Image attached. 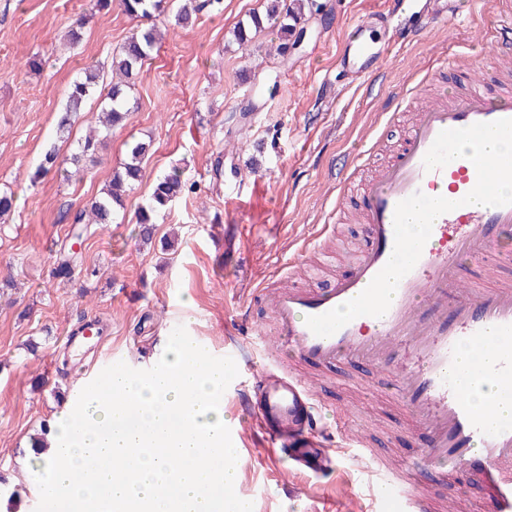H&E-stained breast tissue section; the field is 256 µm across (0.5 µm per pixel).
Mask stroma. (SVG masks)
Instances as JSON below:
<instances>
[{"label":"stroma","instance_id":"35a3bbf8","mask_svg":"<svg viewBox=\"0 0 512 512\" xmlns=\"http://www.w3.org/2000/svg\"><path fill=\"white\" fill-rule=\"evenodd\" d=\"M317 2L321 11L307 13L300 36L285 46L270 21L247 45L234 39L238 23L265 14L266 0H223L221 12L203 10L186 29L172 14L160 17L165 36L128 92L135 109L124 125L79 161L72 180L52 172L34 184L44 148L56 145L70 159L97 119L96 97L70 136H59L68 85L85 68L109 70L135 23L120 5L100 10L94 0H0V192L15 197L14 210L0 219V281L12 282L0 293V512H35L27 442L105 367H153L179 325L210 354H223L225 344L241 339L242 315L261 326L269 321L255 286H333V272L354 260L352 243L362 230L334 213L336 173L358 154L372 165L388 160L425 95L465 88L466 81L453 72L431 75L403 104L396 92L430 60L451 53L471 57L484 75L512 57L511 45L496 48L485 39L496 21L489 0H454L453 25L426 27L380 72L356 74L341 66L348 35L369 14L386 11L389 0ZM78 19L82 38L72 46L67 34ZM32 54L42 67L24 71ZM376 125L383 152L369 148ZM134 140L149 142L151 153L125 211L105 228L89 227L72 277L55 278V263L72 243L67 215L99 193ZM175 166L193 189L159 214L152 242L142 243L138 209ZM312 237L324 249L320 259L294 262ZM88 326L95 336L82 349L69 347V333ZM321 374L327 393L320 416L328 426L348 404L379 452L401 458L426 447V429L390 374L354 363ZM237 452L247 462L235 492L254 512L380 510L363 466L345 462L327 475L292 470L280 477L258 430ZM347 480L355 485L350 511L339 501ZM420 490L436 506L455 498L458 512H480L484 497L457 469L444 480L425 479Z\"/></svg>","mask_w":512,"mask_h":512}]
</instances>
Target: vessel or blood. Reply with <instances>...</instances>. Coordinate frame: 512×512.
<instances>
[{"mask_svg":"<svg viewBox=\"0 0 512 512\" xmlns=\"http://www.w3.org/2000/svg\"><path fill=\"white\" fill-rule=\"evenodd\" d=\"M372 25L369 19L354 25L344 66L373 70L387 61L392 49L372 38ZM499 119H512V77L507 75L422 107L396 158L375 171L358 198L364 232L350 270L324 290L279 287L266 293L276 338L266 348V362L256 361L248 341L224 351L239 370L250 371L254 392L244 400L251 423L234 424L233 440L246 442L253 427H260L273 447L286 451L288 462L325 471L329 455L314 452L322 396L309 380L289 370L280 351L289 349L317 367L364 363L395 374L403 403L430 436L428 447L395 470L366 448L353 428H337L343 447L355 449L358 461L374 474L381 512H428L421 482L447 476L452 466L481 484L491 512H512V415L489 425L488 412L471 405L458 379L461 345L483 349L490 360L469 368L470 380L494 385L500 400L512 402V281L480 287L456 276L466 259L483 262L495 255L500 264L512 263V247L506 244L512 237V205L463 204L477 182L468 159L440 169L424 166L441 131ZM417 192L445 197L456 207L435 220L420 259L399 282L388 311L357 317L328 337L314 335L307 317L359 295L388 262L396 206Z\"/></svg>","mask_w":512,"mask_h":512,"instance_id":"vessel-or-blood-1","label":"vessel or blood"}]
</instances>
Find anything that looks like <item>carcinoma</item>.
Returning <instances> with one entry per match:
<instances>
[{"label": "carcinoma", "mask_w": 512, "mask_h": 512, "mask_svg": "<svg viewBox=\"0 0 512 512\" xmlns=\"http://www.w3.org/2000/svg\"><path fill=\"white\" fill-rule=\"evenodd\" d=\"M182 5L177 10L175 24L186 27L193 23V16L205 7L220 8L221 0H205L198 3L196 0H181ZM266 20L278 19L280 37L289 40L296 32V26L305 16V10L312 7L311 0H268ZM124 13L132 20H143L154 17L169 9L168 0H121ZM263 24L261 17L254 15L250 22L238 24L233 35L241 46L251 40V29H259ZM160 35L157 26L137 27L134 32L112 55V73L123 78V82L114 83L107 92L108 102L101 107V128L85 137L79 148L81 154L94 153L101 144V139L112 133V129L120 125L129 114L128 101L124 88L138 76L143 65L150 57L152 51L159 43ZM100 73L95 68H87L83 77L70 84L66 104L58 121V131L62 134L69 131L77 114L84 111L87 99L97 90ZM149 152V145L137 142L130 146L128 159L116 169L112 178L101 189L100 193L84 208L78 210L73 218L72 225L80 230H87L90 224H110L115 216L124 209L127 192L138 183L142 176L143 161ZM52 171L64 173L58 161L55 146L46 148L42 159L32 180L49 174ZM186 181L179 172L175 171L158 178L153 186L149 202L140 208L137 214V223L143 225L141 240L148 242L154 236V219L157 213L167 209L171 203L182 196L186 191ZM79 253L68 250L60 256L55 268V276L61 279H70L73 266L77 264Z\"/></svg>", "instance_id": "1"}]
</instances>
